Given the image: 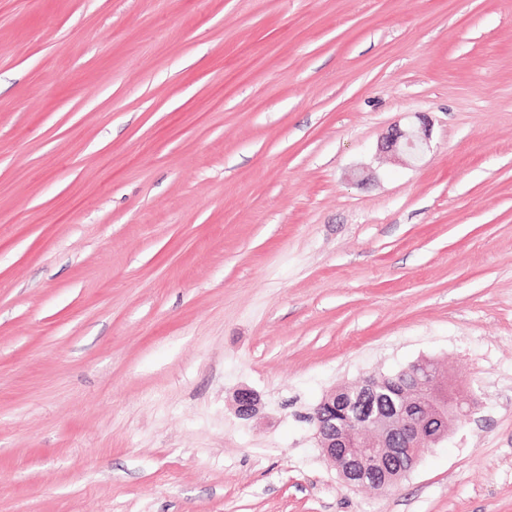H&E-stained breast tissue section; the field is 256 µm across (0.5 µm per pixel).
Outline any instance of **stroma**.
I'll use <instances>...</instances> for the list:
<instances>
[{"instance_id": "obj_1", "label": "stroma", "mask_w": 512, "mask_h": 512, "mask_svg": "<svg viewBox=\"0 0 512 512\" xmlns=\"http://www.w3.org/2000/svg\"><path fill=\"white\" fill-rule=\"evenodd\" d=\"M422 357L471 421L346 486ZM0 512H512V0H0ZM423 133L414 130H403L395 127L387 137L382 149L394 154H404L409 158L417 159L420 154L428 147V134L425 123H423ZM416 372L398 407H375V384L381 376L366 377L361 387L371 403L350 418L349 428L336 422V390L318 405L316 437L324 456L334 463L340 478L350 487L370 486L381 491L395 488L417 466L424 448L448 435L451 424L470 422L473 395L459 394L443 382L437 364L429 358L412 363Z\"/></svg>"}]
</instances>
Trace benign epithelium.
<instances>
[{"label":"benign epithelium","instance_id":"1","mask_svg":"<svg viewBox=\"0 0 512 512\" xmlns=\"http://www.w3.org/2000/svg\"><path fill=\"white\" fill-rule=\"evenodd\" d=\"M428 147V134L396 127L382 148L417 159ZM415 375L403 393L402 402L392 408L374 406L378 377L365 378L359 387L371 399L363 411L347 418L349 427L336 422V392L327 394L318 405L314 420L316 437L324 456L334 463L340 478L350 487L370 486L381 491L395 488L414 470L421 453L448 435L452 424L470 422L473 395L459 394L442 381L437 364L422 357L412 363ZM237 411L244 419L254 417L260 397L250 389L237 394Z\"/></svg>","mask_w":512,"mask_h":512}]
</instances>
